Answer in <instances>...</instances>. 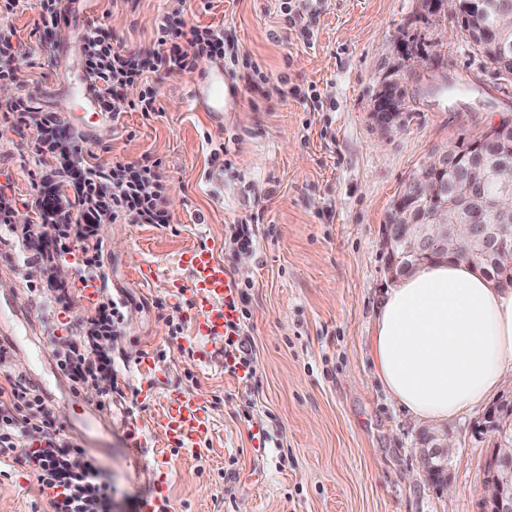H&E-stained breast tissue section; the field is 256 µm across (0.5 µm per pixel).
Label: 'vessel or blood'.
I'll use <instances>...</instances> for the list:
<instances>
[{"mask_svg":"<svg viewBox=\"0 0 512 512\" xmlns=\"http://www.w3.org/2000/svg\"><path fill=\"white\" fill-rule=\"evenodd\" d=\"M71 90L92 115L91 121L75 125L74 130L83 140L95 142L99 125L117 123L118 118L104 106L97 81L91 74H79ZM237 95L236 87L225 77L224 64L219 60L214 61L212 68L194 82L190 90L194 107L207 112L218 126L224 122L225 106L230 105ZM179 263L188 269L190 282L185 285L176 279L172 285L177 291H189L192 296L191 343L223 339L228 325L238 318V312L232 306L234 290L227 269L206 246L188 250L181 255ZM3 336L26 337L30 351L35 355L47 346L28 307L16 297L0 296V337ZM26 379L46 402L55 403L64 398L77 403L82 399L81 393L74 390L57 393L45 374L38 371H30ZM209 426V417L197 397L183 392L168 396L165 415L157 423L165 436L179 440L186 447L194 446Z\"/></svg>","mask_w":512,"mask_h":512,"instance_id":"vessel-or-blood-1","label":"vessel or blood"}]
</instances>
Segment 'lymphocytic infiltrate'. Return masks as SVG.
Masks as SVG:
<instances>
[{
	"instance_id": "obj_1",
	"label": "lymphocytic infiltrate",
	"mask_w": 512,
	"mask_h": 512,
	"mask_svg": "<svg viewBox=\"0 0 512 512\" xmlns=\"http://www.w3.org/2000/svg\"><path fill=\"white\" fill-rule=\"evenodd\" d=\"M18 0H0V81H18L22 55L13 39L8 19ZM184 0H172L159 17L156 37L147 49L113 45L102 27L89 29L85 37V67L98 81L104 100L113 109L150 114L158 109L154 77L192 70L204 59H222L234 45L223 30L187 23ZM142 91L127 100L133 85ZM15 116L27 129H35L31 143L38 154H51L59 170L81 174L72 187L83 206L81 222L68 221L60 211L56 242L68 249L79 245L81 265L88 272L99 267V246L94 241L98 224L118 215L130 216L140 224L168 223L163 208L166 184L159 162H113L108 168L78 167L73 157L77 136L65 127L56 113L36 106L29 95L20 94L0 107ZM122 304L102 294L94 315L77 323L69 336L51 337L56 365L82 391L97 387L122 394L115 368V350L122 335ZM13 460L29 470L40 490L51 497L54 512H112V483L104 469L57 425L43 399L30 388L24 375L10 374L0 385V459Z\"/></svg>"
}]
</instances>
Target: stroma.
Wrapping results in <instances>:
<instances>
[{
    "instance_id": "stroma-1",
    "label": "stroma",
    "mask_w": 512,
    "mask_h": 512,
    "mask_svg": "<svg viewBox=\"0 0 512 512\" xmlns=\"http://www.w3.org/2000/svg\"><path fill=\"white\" fill-rule=\"evenodd\" d=\"M283 0H188L187 22L223 29L235 42L225 75L239 95L223 126L194 109L189 89L203 67L157 82L159 109L122 110L94 143L78 141L86 166L156 161L167 183L160 227L118 217L100 224L103 279L62 254L72 298L52 308L46 274L32 272L0 223V294L27 300L42 335L66 336L95 312L97 289L125 308L116 360L124 397L104 408L106 425L74 429L77 410L51 407L65 433L95 455L112 480V512L162 493L164 512H488L486 462L495 435L490 407L512 399V377L484 404L442 420L454 444L448 485L419 466L423 424L386 392L371 357L389 276L382 226L406 179L435 148L512 119V84L464 42L456 18L426 0H301L296 24ZM167 0H84L80 17L114 44L151 47ZM25 63L11 95L25 93L74 126L84 110L68 88L85 67L74 28L53 34L59 56L38 53L44 34L29 0L10 17ZM263 79L247 82L252 69ZM401 89L408 112L382 127L376 98ZM321 95L312 101L311 92ZM32 130L0 112V193L13 218L41 221L42 178L53 160L29 149ZM224 167L215 184L216 165ZM254 225L253 251L230 242L231 225ZM209 246L229 271L245 334L247 374L200 365L183 343L188 297L172 277L182 251ZM155 271L150 282L136 274ZM184 325L173 334L171 321ZM199 397L211 425L187 452L155 426L167 393ZM266 435L264 448L253 440ZM140 449H133V442ZM0 512H52L33 477L0 463Z\"/></svg>"
}]
</instances>
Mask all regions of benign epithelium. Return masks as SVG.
<instances>
[{"label":"benign epithelium","mask_w":512,"mask_h":512,"mask_svg":"<svg viewBox=\"0 0 512 512\" xmlns=\"http://www.w3.org/2000/svg\"><path fill=\"white\" fill-rule=\"evenodd\" d=\"M452 14L465 9L482 8V0H441ZM494 139L504 152L512 151V122H503L473 138L481 144ZM463 156L459 145L444 151H433L421 163L422 173L406 182V193L397 197L393 204L391 223L383 226L384 243L390 245L397 240L407 255L422 261L436 255H452L459 258L460 235L456 224L457 213L468 208L478 194L480 182L476 179H458L452 188V199L456 209L442 216V211L425 209L429 203L439 199L442 186L438 174L449 170ZM44 213L41 234L45 241L55 238L56 221L52 218L46 199H41ZM492 211L505 222L512 220V183L506 182L490 203ZM483 252L493 256L499 270L512 273V238L505 233L494 234L483 224H465L463 228ZM490 429L497 436V445L492 456V472L495 488L490 495V512H512V403L501 404L490 411ZM419 461L422 472L445 484L448 482V432L422 429L417 434Z\"/></svg>","instance_id":"obj_1"}]
</instances>
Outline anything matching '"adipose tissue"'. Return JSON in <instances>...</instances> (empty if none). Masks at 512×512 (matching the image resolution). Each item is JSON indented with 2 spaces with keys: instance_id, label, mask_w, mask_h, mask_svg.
I'll return each mask as SVG.
<instances>
[{
  "instance_id": "1",
  "label": "adipose tissue",
  "mask_w": 512,
  "mask_h": 512,
  "mask_svg": "<svg viewBox=\"0 0 512 512\" xmlns=\"http://www.w3.org/2000/svg\"><path fill=\"white\" fill-rule=\"evenodd\" d=\"M372 351L386 392L419 420L469 412L512 376V288L451 258L387 291Z\"/></svg>"
}]
</instances>
